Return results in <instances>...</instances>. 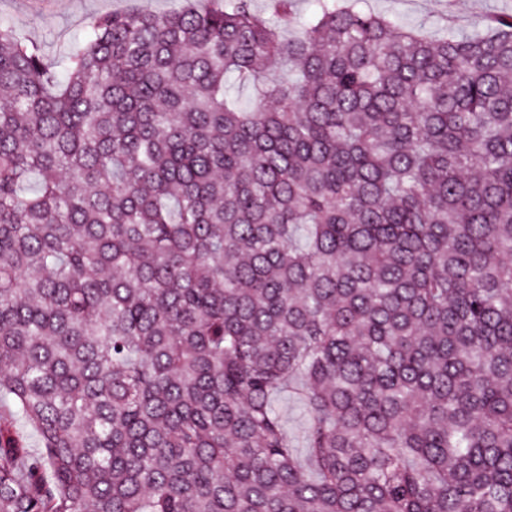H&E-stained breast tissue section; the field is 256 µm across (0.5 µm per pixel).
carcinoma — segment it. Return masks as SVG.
Returning a JSON list of instances; mask_svg holds the SVG:
<instances>
[{"label":"carcinoma","mask_w":512,"mask_h":512,"mask_svg":"<svg viewBox=\"0 0 512 512\" xmlns=\"http://www.w3.org/2000/svg\"><path fill=\"white\" fill-rule=\"evenodd\" d=\"M296 2L0 16V512H512V13ZM182 4L176 0H0V15L12 20L22 39L38 44L48 57L58 58L92 14L129 8L167 11ZM362 7L395 18L405 27H421L432 36H441L448 26L470 32L471 23L485 14L511 12L512 0H363ZM286 426L290 433L299 434L304 424V410L294 389L284 391L278 396Z\"/></svg>","instance_id":"1"}]
</instances>
